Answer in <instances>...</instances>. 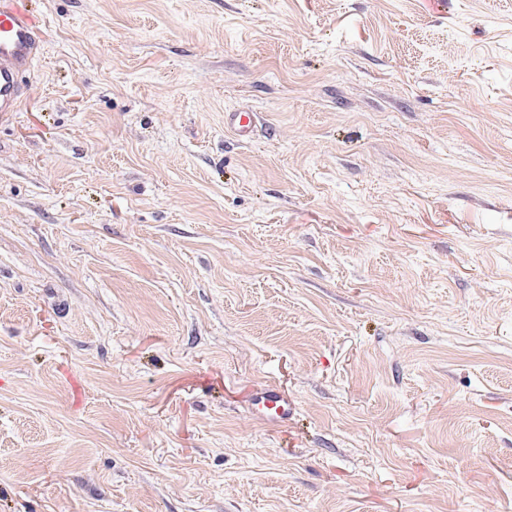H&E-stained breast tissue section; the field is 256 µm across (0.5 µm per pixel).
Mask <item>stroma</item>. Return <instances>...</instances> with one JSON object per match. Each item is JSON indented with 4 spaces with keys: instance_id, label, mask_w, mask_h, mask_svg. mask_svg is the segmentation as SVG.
<instances>
[{
    "instance_id": "stroma-1",
    "label": "stroma",
    "mask_w": 512,
    "mask_h": 512,
    "mask_svg": "<svg viewBox=\"0 0 512 512\" xmlns=\"http://www.w3.org/2000/svg\"><path fill=\"white\" fill-rule=\"evenodd\" d=\"M23 7L0 512H512V0ZM253 413L269 421H284L292 411L288 399L276 388L268 387L258 392L253 399Z\"/></svg>"
}]
</instances>
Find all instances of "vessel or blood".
Segmentation results:
<instances>
[{
	"label": "vessel or blood",
	"mask_w": 512,
	"mask_h": 512,
	"mask_svg": "<svg viewBox=\"0 0 512 512\" xmlns=\"http://www.w3.org/2000/svg\"><path fill=\"white\" fill-rule=\"evenodd\" d=\"M18 2L0 0V123L19 111L23 77L39 57L36 26ZM291 410L287 398L273 387L262 389L253 399V412L263 419L284 421Z\"/></svg>",
	"instance_id": "1"
}]
</instances>
